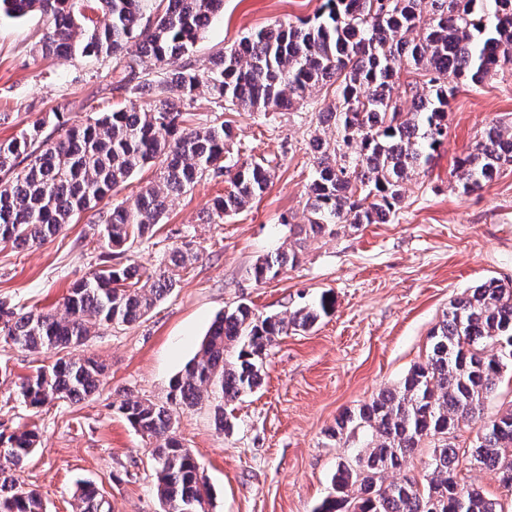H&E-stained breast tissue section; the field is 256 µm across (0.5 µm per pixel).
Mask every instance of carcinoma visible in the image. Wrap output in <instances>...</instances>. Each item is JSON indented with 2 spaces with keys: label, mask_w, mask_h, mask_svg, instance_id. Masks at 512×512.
<instances>
[{
  "label": "carcinoma",
  "mask_w": 512,
  "mask_h": 512,
  "mask_svg": "<svg viewBox=\"0 0 512 512\" xmlns=\"http://www.w3.org/2000/svg\"><path fill=\"white\" fill-rule=\"evenodd\" d=\"M144 0H0V12L50 20L40 52L78 51L115 60L123 107L84 123L53 113L45 124L0 143V243L41 245L81 214L93 211L113 247L141 238L162 220L168 202L205 175L228 177L209 221L244 209L271 180L262 161L226 165L233 132L225 122L191 125L181 102L204 87L218 103L251 112H285L312 87L336 85V103L319 112L330 135L312 137L315 172L306 224L289 225L286 251L258 258L247 270L257 283L275 279L300 261L304 244L336 235L339 225L377 224L402 208L403 184L430 162L448 136L450 98L460 83L474 85L512 66V0H324L309 21L280 24L244 37L237 46L197 65L188 58L224 0H165L163 12L143 17ZM101 12L100 25L90 17ZM158 80L141 74L145 60ZM418 76L404 86L411 107L400 105V71ZM161 180L112 205V192L155 163ZM512 167V123L484 128L461 157L455 188L467 194ZM194 257L173 249L165 267L134 262L104 265L73 285L55 312L21 313L0 301V337L21 349L77 350L95 329L131 326L172 289L174 271ZM327 292L288 318L263 316L241 303L218 315L195 357L171 383L167 401L125 397L118 412L148 440L163 512H205L209 495L200 466L174 434L175 413L205 396L232 401L259 387L263 359L278 337L313 327L331 313ZM430 354L392 388L347 410L328 436L353 448L332 477L315 512H502L501 504L458 479L479 464L497 471L512 491V407L484 418L485 401L512 372V280L491 278L450 302L430 335ZM103 367L93 358H60L15 384L17 396L38 408L79 401L94 392ZM477 427L475 444L462 448L455 432ZM35 430L0 434V512H46L10 471L37 446ZM431 445L425 483L388 480L416 452ZM88 484L76 512H107Z\"/></svg>",
  "instance_id": "1"
}]
</instances>
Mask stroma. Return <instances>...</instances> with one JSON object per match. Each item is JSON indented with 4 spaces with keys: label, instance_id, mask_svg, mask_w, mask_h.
I'll use <instances>...</instances> for the list:
<instances>
[{
    "label": "stroma",
    "instance_id": "stroma-1",
    "mask_svg": "<svg viewBox=\"0 0 512 512\" xmlns=\"http://www.w3.org/2000/svg\"><path fill=\"white\" fill-rule=\"evenodd\" d=\"M322 3L224 0L192 58L203 63L249 33L314 17ZM47 26L37 12L0 16V113L9 115L0 123V142L55 112L83 120L93 109L124 103L114 60L42 56ZM334 101L333 85L321 84L293 112L224 110L203 88L185 103L192 124L229 122L242 145L231 161L271 162L267 190L224 223H208L207 212L226 184L206 175L169 203L154 234L125 250L107 245L89 213L41 246L0 245V300L36 312L56 311L68 289L100 266L132 260L159 267L186 242L196 255L144 319L101 328L82 347V355L106 366L98 391L84 400L23 404L15 381L57 356L0 342V363L9 371L0 381V431L38 433L37 449L16 477L41 497L46 512H75L74 495L85 481L100 490L111 512H161L148 447L116 411L123 396L166 402L171 381L224 310L246 303L286 318L328 291L333 311L312 329L277 338L254 392L224 405L211 398L181 407L175 424L201 466L209 512H314L331 491L337 464L350 455L327 438L337 418L426 361L430 333L453 299L488 279H512V168L474 192L452 188L459 158L484 127L512 121L507 70L460 87L448 110V137L425 172L405 183L395 217L342 227L309 242L299 264L279 277L250 280L247 270L258 257L287 249L289 224L307 221L310 140L318 111ZM219 409L231 430L219 426Z\"/></svg>",
    "mask_w": 512,
    "mask_h": 512
}]
</instances>
